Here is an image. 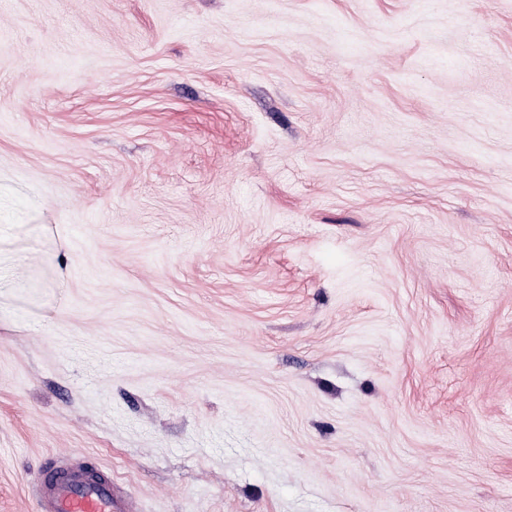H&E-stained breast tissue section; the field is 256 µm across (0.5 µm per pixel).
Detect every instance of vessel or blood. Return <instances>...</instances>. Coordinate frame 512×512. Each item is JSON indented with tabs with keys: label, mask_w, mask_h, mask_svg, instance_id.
<instances>
[{
	"label": "vessel or blood",
	"mask_w": 512,
	"mask_h": 512,
	"mask_svg": "<svg viewBox=\"0 0 512 512\" xmlns=\"http://www.w3.org/2000/svg\"><path fill=\"white\" fill-rule=\"evenodd\" d=\"M36 512H124L112 495L110 475L46 465L35 481Z\"/></svg>",
	"instance_id": "b4317fda"
}]
</instances>
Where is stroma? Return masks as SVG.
<instances>
[{"instance_id": "35a3bbf8", "label": "stroma", "mask_w": 512, "mask_h": 512, "mask_svg": "<svg viewBox=\"0 0 512 512\" xmlns=\"http://www.w3.org/2000/svg\"><path fill=\"white\" fill-rule=\"evenodd\" d=\"M512 512V0H0V512ZM37 512H125L112 495L110 475L45 465L35 481Z\"/></svg>"}]
</instances>
